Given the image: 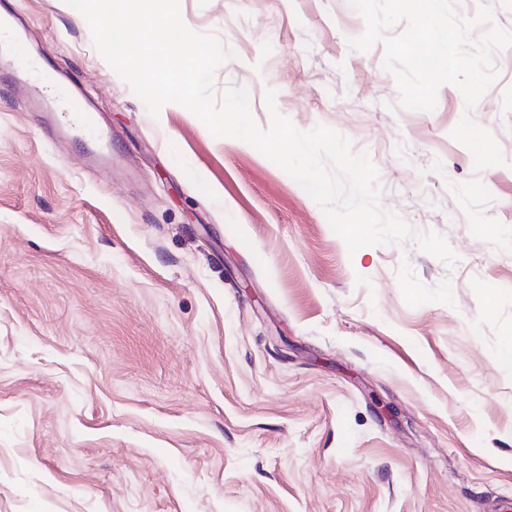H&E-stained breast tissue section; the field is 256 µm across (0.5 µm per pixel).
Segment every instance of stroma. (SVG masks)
Wrapping results in <instances>:
<instances>
[{"label":"stroma","instance_id":"obj_1","mask_svg":"<svg viewBox=\"0 0 512 512\" xmlns=\"http://www.w3.org/2000/svg\"><path fill=\"white\" fill-rule=\"evenodd\" d=\"M180 9L235 52L215 93L348 137L414 236L349 253L256 148L151 116L66 0H0L112 128L105 176L0 67V512H512V47L474 107L414 111L350 0ZM467 114L506 165L475 171Z\"/></svg>","mask_w":512,"mask_h":512}]
</instances>
